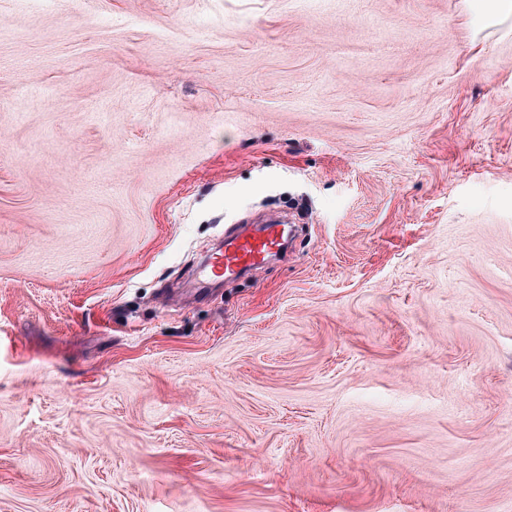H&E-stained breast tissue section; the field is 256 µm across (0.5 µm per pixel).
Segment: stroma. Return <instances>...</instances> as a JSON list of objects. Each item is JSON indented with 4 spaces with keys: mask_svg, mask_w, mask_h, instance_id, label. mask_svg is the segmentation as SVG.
Listing matches in <instances>:
<instances>
[{
    "mask_svg": "<svg viewBox=\"0 0 512 512\" xmlns=\"http://www.w3.org/2000/svg\"><path fill=\"white\" fill-rule=\"evenodd\" d=\"M0 512H512V17L0 0ZM284 234L281 224H263L254 233L226 230L224 248L210 255L199 274L201 281H224L263 265L280 248Z\"/></svg>",
    "mask_w": 512,
    "mask_h": 512,
    "instance_id": "obj_1",
    "label": "stroma"
}]
</instances>
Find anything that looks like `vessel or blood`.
Instances as JSON below:
<instances>
[{"instance_id":"b4317fda","label":"vessel or blood","mask_w":512,"mask_h":512,"mask_svg":"<svg viewBox=\"0 0 512 512\" xmlns=\"http://www.w3.org/2000/svg\"><path fill=\"white\" fill-rule=\"evenodd\" d=\"M283 238L284 229L279 224L262 225L253 233L225 232L224 246L208 258L200 272L201 281H223L243 269L263 265L280 248Z\"/></svg>"}]
</instances>
